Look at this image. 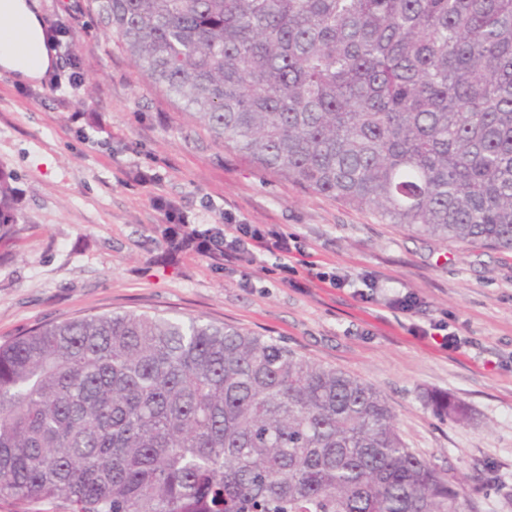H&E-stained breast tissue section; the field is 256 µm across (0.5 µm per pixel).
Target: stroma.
<instances>
[{
    "label": "stroma",
    "instance_id": "35a3bbf8",
    "mask_svg": "<svg viewBox=\"0 0 512 512\" xmlns=\"http://www.w3.org/2000/svg\"><path fill=\"white\" fill-rule=\"evenodd\" d=\"M40 12L52 71L32 85L0 70V171L18 191L15 232L0 241V344L123 311L271 337L380 391L409 448L475 512H512V252L419 236L259 170L152 86L89 0H40ZM228 214L297 241L347 288L305 287L304 265L289 276L269 254L171 249L170 235ZM398 294L411 314L390 312ZM438 319L459 349L420 336ZM431 392L469 420L438 415Z\"/></svg>",
    "mask_w": 512,
    "mask_h": 512
}]
</instances>
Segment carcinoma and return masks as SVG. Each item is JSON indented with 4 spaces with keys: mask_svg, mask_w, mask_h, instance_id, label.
I'll use <instances>...</instances> for the list:
<instances>
[{
    "mask_svg": "<svg viewBox=\"0 0 512 512\" xmlns=\"http://www.w3.org/2000/svg\"><path fill=\"white\" fill-rule=\"evenodd\" d=\"M150 83L258 168L512 251V0H90ZM0 175V241L15 224ZM428 403L462 421L464 404ZM466 512L386 398L272 338L125 312L0 345V504Z\"/></svg>",
    "mask_w": 512,
    "mask_h": 512,
    "instance_id": "cac0c4a2",
    "label": "carcinoma"
}]
</instances>
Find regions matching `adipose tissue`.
I'll list each match as a JSON object with an SVG mask.
<instances>
[{"label":"adipose tissue","mask_w":512,"mask_h":512,"mask_svg":"<svg viewBox=\"0 0 512 512\" xmlns=\"http://www.w3.org/2000/svg\"><path fill=\"white\" fill-rule=\"evenodd\" d=\"M36 0H0V69L22 84H36L54 66Z\"/></svg>","instance_id":"1"}]
</instances>
